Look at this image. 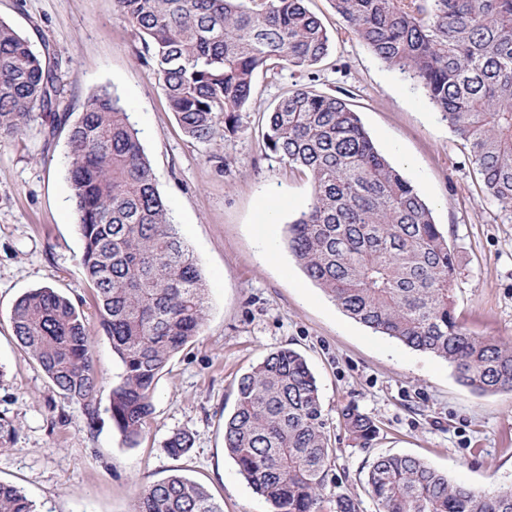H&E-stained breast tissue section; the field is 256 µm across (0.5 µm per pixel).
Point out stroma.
<instances>
[{
    "instance_id": "stroma-1",
    "label": "stroma",
    "mask_w": 512,
    "mask_h": 512,
    "mask_svg": "<svg viewBox=\"0 0 512 512\" xmlns=\"http://www.w3.org/2000/svg\"><path fill=\"white\" fill-rule=\"evenodd\" d=\"M0 19L32 42L57 76L52 109L21 135L0 140V415L16 428L0 447V481L21 489L37 512H133L148 481L177 469L204 485L224 512H271L224 452V419L237 383L271 352L293 348L308 360L335 449L328 492L377 512L364 475L381 454L423 459L475 489L512 485V393L462 386L448 362L405 347L348 318L282 244L284 226L311 202L309 176L261 146V120L296 85L349 91L375 146L419 190L458 256L456 315L480 336L512 342V212L487 197L461 142L420 86L357 41L336 40L308 71L261 72L238 132L212 144L187 137L146 63L137 31L115 0H0ZM115 89L154 168L159 190L208 284L199 333L173 356L153 392L151 426L125 444L107 411L121 367L96 315L80 265L83 242L67 181L68 128L86 97ZM282 207L265 237L255 218L265 198ZM51 287L86 319L105 385L88 422L64 401L17 342L11 311L24 293ZM348 405L379 435L355 445L341 424ZM187 432L193 446L172 457L167 439Z\"/></svg>"
}]
</instances>
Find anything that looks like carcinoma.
<instances>
[{"label":"carcinoma","mask_w":512,"mask_h":512,"mask_svg":"<svg viewBox=\"0 0 512 512\" xmlns=\"http://www.w3.org/2000/svg\"><path fill=\"white\" fill-rule=\"evenodd\" d=\"M138 31L182 131L214 143L239 128L260 70H309L335 37L304 0H115ZM343 35L416 79L468 148L484 192L512 211V0H332ZM56 75L27 37L0 20V138L20 135L48 109ZM262 148L310 176L306 211L284 244L306 276L349 318L440 357L479 394L512 392V344L475 336L455 315L458 263L420 193L376 148L348 103L302 85L266 115ZM68 180L83 240L80 264L95 290L100 328L122 366L108 411L133 446L150 427L156 379L203 326L207 287L170 220L152 164L120 98L89 95L68 137ZM18 342L63 398L97 418L102 379L83 313L50 287L11 311ZM341 423L363 448L377 427L354 406ZM189 434L167 442L179 457ZM224 451L272 512H322L335 449L317 380L299 352L266 356L237 386ZM366 490L378 512H512V488L474 489L407 455L377 457ZM334 512H358L338 492ZM0 512H36L0 483ZM135 512H223L174 469L144 484Z\"/></svg>","instance_id":"carcinoma-1"}]
</instances>
